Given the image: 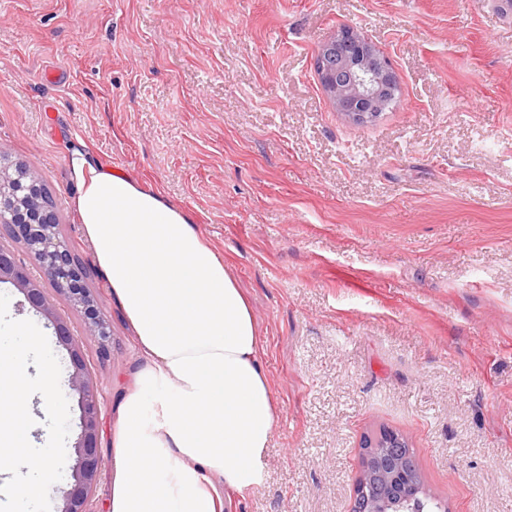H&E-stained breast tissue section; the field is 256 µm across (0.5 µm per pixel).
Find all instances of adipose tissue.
I'll list each match as a JSON object with an SVG mask.
<instances>
[{
    "mask_svg": "<svg viewBox=\"0 0 512 512\" xmlns=\"http://www.w3.org/2000/svg\"><path fill=\"white\" fill-rule=\"evenodd\" d=\"M75 205L143 362L118 406L109 512H224L261 483L279 409L256 317L191 216L76 156Z\"/></svg>",
    "mask_w": 512,
    "mask_h": 512,
    "instance_id": "1",
    "label": "adipose tissue"
}]
</instances>
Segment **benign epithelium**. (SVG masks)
<instances>
[{"label": "benign epithelium", "instance_id": "benign-epithelium-1", "mask_svg": "<svg viewBox=\"0 0 512 512\" xmlns=\"http://www.w3.org/2000/svg\"><path fill=\"white\" fill-rule=\"evenodd\" d=\"M319 85L332 107L350 123L369 126L392 108L399 93L397 73L389 57L358 29L343 25L315 56ZM44 177L26 164L0 163V226L23 242L39 276L67 295L85 318V335L105 343L109 324L87 287V272L57 233L58 215L45 193ZM11 283L29 305L51 322L57 341L70 355L74 372L71 387L79 392L81 441L71 466L73 483L62 506L54 512H92L90 501L103 459L97 450L99 392L89 378L66 324L54 319L51 303L40 281L0 242V283ZM406 439L391 429L363 441L362 467L355 479L356 512H412L419 489L396 496L392 489L408 480Z\"/></svg>", "mask_w": 512, "mask_h": 512}]
</instances>
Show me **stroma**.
<instances>
[{"mask_svg":"<svg viewBox=\"0 0 512 512\" xmlns=\"http://www.w3.org/2000/svg\"><path fill=\"white\" fill-rule=\"evenodd\" d=\"M355 25L400 103L358 127L314 57ZM0 148L39 169L110 324L85 336L107 512L141 365L75 207V154L189 212L247 296L279 418L224 512H352L364 436L447 512H512V17L497 0H0Z\"/></svg>","mask_w":512,"mask_h":512,"instance_id":"stroma-1","label":"stroma"}]
</instances>
